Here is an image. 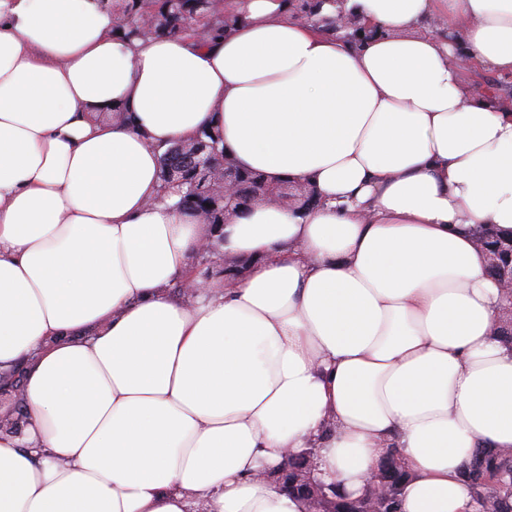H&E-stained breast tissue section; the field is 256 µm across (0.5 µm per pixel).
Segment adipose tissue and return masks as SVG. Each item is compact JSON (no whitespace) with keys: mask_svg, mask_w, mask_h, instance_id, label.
Wrapping results in <instances>:
<instances>
[{"mask_svg":"<svg viewBox=\"0 0 512 512\" xmlns=\"http://www.w3.org/2000/svg\"><path fill=\"white\" fill-rule=\"evenodd\" d=\"M341 9L372 36L236 0L213 40H126L105 0H0V512H305L268 473L307 448L350 496L392 449L398 512H477L465 466L512 449L474 235L512 234V105L452 58L512 77V0ZM204 130L320 205L176 208L160 154Z\"/></svg>","mask_w":512,"mask_h":512,"instance_id":"ef3b65f1","label":"adipose tissue"}]
</instances>
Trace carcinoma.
Instances as JSON below:
<instances>
[{
    "mask_svg": "<svg viewBox=\"0 0 512 512\" xmlns=\"http://www.w3.org/2000/svg\"><path fill=\"white\" fill-rule=\"evenodd\" d=\"M226 0H111L115 16L112 34L125 39L163 36L190 30L199 39L215 28L236 21L225 9ZM213 151L224 155V146L204 131L190 142L170 144L160 156L162 180L178 189L177 206L209 223H224V172L203 170L194 164L196 153ZM464 476L474 498L491 505L494 512H512V452L484 448L478 452ZM389 512H395L407 479L405 471L392 464L386 471Z\"/></svg>",
    "mask_w": 512,
    "mask_h": 512,
    "instance_id": "obj_1",
    "label": "carcinoma"
}]
</instances>
